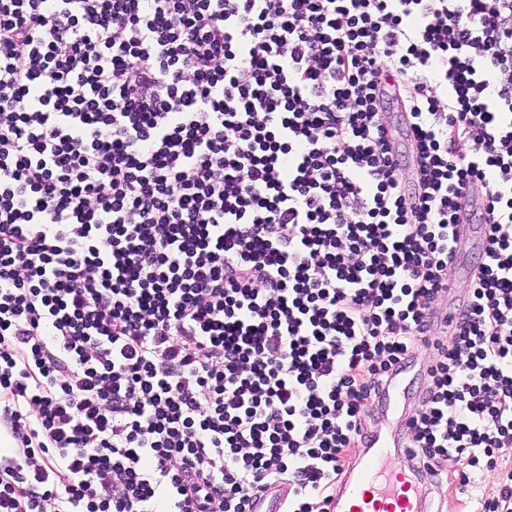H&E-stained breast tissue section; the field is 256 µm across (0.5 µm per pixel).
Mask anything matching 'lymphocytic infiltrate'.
Here are the masks:
<instances>
[{
    "label": "lymphocytic infiltrate",
    "mask_w": 512,
    "mask_h": 512,
    "mask_svg": "<svg viewBox=\"0 0 512 512\" xmlns=\"http://www.w3.org/2000/svg\"><path fill=\"white\" fill-rule=\"evenodd\" d=\"M422 346L512 512V0H0V512H328ZM454 234L458 240L467 238L471 241L472 249L483 250L485 242V225L483 224H454Z\"/></svg>",
    "instance_id": "f902f5d3"
}]
</instances>
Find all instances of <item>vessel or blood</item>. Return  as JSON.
<instances>
[{
  "label": "vessel or blood",
  "instance_id": "b4317fda",
  "mask_svg": "<svg viewBox=\"0 0 512 512\" xmlns=\"http://www.w3.org/2000/svg\"><path fill=\"white\" fill-rule=\"evenodd\" d=\"M407 417H398L391 431L376 433L336 490L330 512H428L419 483L405 469L379 476L377 462L388 448L405 445Z\"/></svg>",
  "mask_w": 512,
  "mask_h": 512
}]
</instances>
